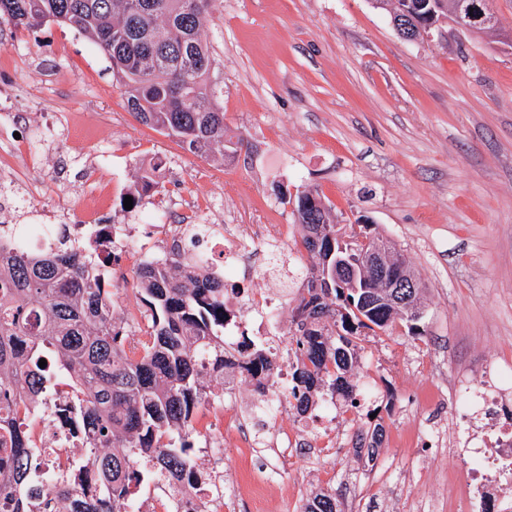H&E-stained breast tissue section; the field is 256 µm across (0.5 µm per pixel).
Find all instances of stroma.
I'll list each match as a JSON object with an SVG mask.
<instances>
[{"mask_svg":"<svg viewBox=\"0 0 512 512\" xmlns=\"http://www.w3.org/2000/svg\"><path fill=\"white\" fill-rule=\"evenodd\" d=\"M502 37L446 28L407 41L370 0H212L203 37L215 59L226 136L223 155L202 157L128 112L110 62L78 32L0 24V103L25 108L19 139L41 158L31 173L49 224L83 216L94 143L112 173L97 214L115 243L138 240L107 267L112 314L132 338L147 328L136 293L142 261L163 256L168 224H286L292 275L274 325L249 318L245 338L283 336L278 362L294 359L293 310L311 264L303 229L280 191L317 189L344 232L391 238L423 285L419 334L404 316L356 341L352 399L334 400L336 444L322 454L300 435L287 460L258 435L239 448L237 420L263 397L225 368L224 395L194 411L193 460L222 473V512H303L323 491L341 512H438L449 474L464 476L450 383L483 380L490 357L512 349V0H492ZM163 160L159 183L137 195L142 167ZM65 204L50 213L53 202ZM158 212L163 227H143Z\"/></svg>","mask_w":512,"mask_h":512,"instance_id":"35a3bbf8","label":"stroma"}]
</instances>
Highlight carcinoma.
<instances>
[{
  "mask_svg": "<svg viewBox=\"0 0 512 512\" xmlns=\"http://www.w3.org/2000/svg\"><path fill=\"white\" fill-rule=\"evenodd\" d=\"M394 6L392 21L409 13L420 23L443 15L453 0H370L376 9ZM210 0H0V20L32 31L45 17L74 29L112 64L126 88L127 109L142 124L177 139L187 150L209 156L224 147L221 92L210 81L214 67L203 39ZM303 245L317 262L304 267L307 295L295 307L298 365L288 396L306 413L312 393L329 377L332 392L351 397L347 374L356 361L351 336L361 329L386 330L398 312L369 296L376 279L352 286L318 282L329 256L315 248L312 234L330 219L318 191L295 200ZM22 224L0 223V497L10 512H36L33 500L46 485V462L26 436L16 406L48 405L59 383L72 387L63 412L79 422L84 454L76 467L98 477L87 502L74 487L68 512H127L141 476L140 460L161 478L192 473L194 409L224 384V275L212 258L192 243L178 260L140 265L137 292L146 307L147 339L126 350L125 334L112 316V283L101 243L74 242L67 225L57 224L51 243L31 249L20 242ZM238 367L250 371L261 393L271 376L272 358L247 342ZM47 365L39 367L40 360ZM304 512H338L336 497L313 495Z\"/></svg>",
  "mask_w": 512,
  "mask_h": 512,
  "instance_id": "cac0c4a2",
  "label": "carcinoma"
}]
</instances>
